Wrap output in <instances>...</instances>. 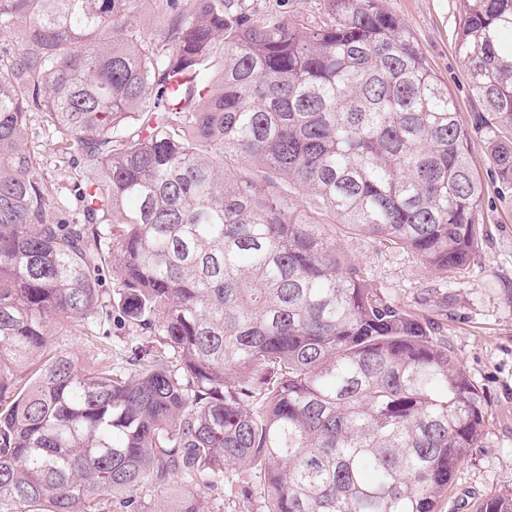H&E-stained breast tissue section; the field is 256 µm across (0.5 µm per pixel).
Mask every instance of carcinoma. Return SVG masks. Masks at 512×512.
Here are the masks:
<instances>
[{
	"label": "carcinoma",
	"instance_id": "carcinoma-1",
	"mask_svg": "<svg viewBox=\"0 0 512 512\" xmlns=\"http://www.w3.org/2000/svg\"><path fill=\"white\" fill-rule=\"evenodd\" d=\"M139 3L0 0V512H141L171 481L174 512L226 486L267 512H440L488 402L336 226L428 268L472 258L473 139L512 191V0H464L468 127L380 0L319 22L165 0L153 42ZM36 116L86 164L79 221ZM116 314L170 360L82 372L54 348Z\"/></svg>",
	"mask_w": 512,
	"mask_h": 512
}]
</instances>
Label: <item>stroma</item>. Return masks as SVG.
<instances>
[{
    "instance_id": "stroma-1",
    "label": "stroma",
    "mask_w": 512,
    "mask_h": 512,
    "mask_svg": "<svg viewBox=\"0 0 512 512\" xmlns=\"http://www.w3.org/2000/svg\"><path fill=\"white\" fill-rule=\"evenodd\" d=\"M382 5L413 33L447 84L459 121L470 124L476 101L455 52L463 0H382ZM29 143L40 153L44 176L67 206L76 208L81 157L58 152L54 134L38 124L31 127ZM471 157L484 189L486 234L465 267L452 273L430 269L411 252L342 233L345 252L362 263L369 284L428 319L434 338L448 347L489 401L487 435L458 465L440 512H473L477 502L512 491V193H501L482 144L473 145ZM55 342L80 369L122 357L131 346L128 329L117 321L93 334L66 327Z\"/></svg>"
}]
</instances>
